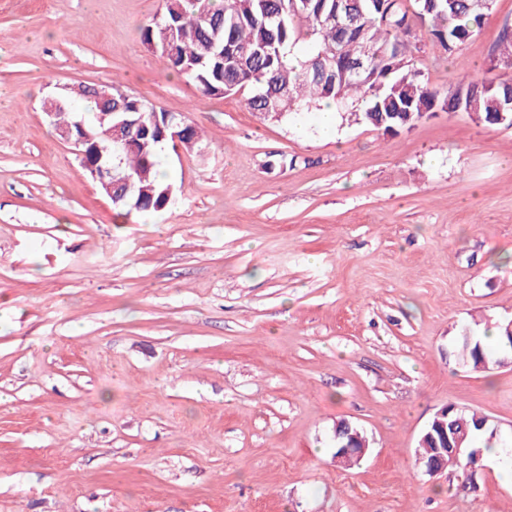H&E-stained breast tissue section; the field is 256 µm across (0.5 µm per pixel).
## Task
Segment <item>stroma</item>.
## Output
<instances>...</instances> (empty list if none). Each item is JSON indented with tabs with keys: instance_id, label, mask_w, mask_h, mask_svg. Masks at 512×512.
Listing matches in <instances>:
<instances>
[{
	"instance_id": "35a3bbf8",
	"label": "stroma",
	"mask_w": 512,
	"mask_h": 512,
	"mask_svg": "<svg viewBox=\"0 0 512 512\" xmlns=\"http://www.w3.org/2000/svg\"><path fill=\"white\" fill-rule=\"evenodd\" d=\"M163 0H0V512H512L479 460L429 477L441 408L512 438V366L458 365L512 319V127L397 134L204 97L143 43ZM495 0L447 85L482 74ZM109 85L200 134L173 203L122 217L41 102ZM372 450L344 470L337 422Z\"/></svg>"
}]
</instances>
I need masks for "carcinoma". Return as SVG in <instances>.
Instances as JSON below:
<instances>
[{"mask_svg": "<svg viewBox=\"0 0 512 512\" xmlns=\"http://www.w3.org/2000/svg\"><path fill=\"white\" fill-rule=\"evenodd\" d=\"M475 0H414V14L428 28L435 45L456 58L459 37L476 33L488 13L478 10ZM165 11L178 19L179 36L172 46L163 43L154 21L143 29V40L166 59L168 65L204 95L232 94L246 87L251 95L246 107L267 118H281L293 111L319 106L325 100L336 104L341 116L357 124L398 133L413 127L438 109L465 112L489 125H509L512 112L500 113L512 98V83L495 77L473 80L466 74L445 87H437L415 67L412 51L404 45L409 9L405 0H392L385 18L373 0H165ZM215 38L224 42V82L218 81L213 59L200 61L204 45ZM311 48L305 59L294 62L290 53L302 39ZM338 50L331 69L320 64L323 53ZM363 60L367 73L353 80L348 65ZM512 68V27L502 29L488 71ZM285 88L288 100L268 97L270 89ZM167 143L150 141L146 152H108L103 162L113 175L129 182L128 197L151 202L137 208L121 204L125 214L155 212L167 199L173 183L159 172V153ZM496 349L492 350L468 332L459 336L456 358L463 366L488 372L512 350V325L497 324ZM448 448L428 438L420 444L422 466L427 471L448 465L467 473L475 465L477 441L486 446L495 440V424L487 416L448 407ZM340 445L348 434L358 433L356 451L343 466L359 464L371 452L363 447L367 437L345 422L336 423ZM463 439L460 453L456 439Z\"/></svg>", "mask_w": 512, "mask_h": 512, "instance_id": "carcinoma-1", "label": "carcinoma"}]
</instances>
